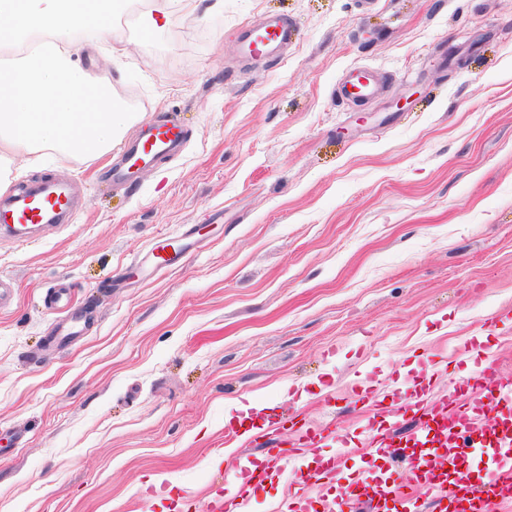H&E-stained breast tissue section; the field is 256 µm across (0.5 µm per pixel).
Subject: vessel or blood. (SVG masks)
Listing matches in <instances>:
<instances>
[{
  "instance_id": "1",
  "label": "vessel or blood",
  "mask_w": 512,
  "mask_h": 512,
  "mask_svg": "<svg viewBox=\"0 0 512 512\" xmlns=\"http://www.w3.org/2000/svg\"><path fill=\"white\" fill-rule=\"evenodd\" d=\"M296 37L294 25L282 21L266 25L245 27L240 35L239 49L247 55L269 52L288 44ZM377 92L374 76L365 71L350 72L339 87L347 99H368ZM183 131L174 124L149 126L144 136L128 145L121 161L110 169L112 180L119 184H135L141 173L160 158L180 150ZM75 196L74 186L54 177L40 179L23 188L0 195V228L10 232L16 240L28 242L29 227L67 223ZM191 231H184L182 238L153 245L142 253L137 262L150 271H171L184 267L189 253ZM495 361L486 362L477 371L475 383H468L445 394L440 400L429 401L421 397L412 399L408 409L414 417L413 424L403 434L394 429L374 434L370 447L386 449L393 457H400L410 443L424 441L437 448L439 456L465 458L486 449H498L500 455H512V379L499 376L497 385L485 387L482 380L486 373H497ZM497 407L500 417L496 430L489 431L476 423L478 405ZM296 435L289 446L277 448L271 456L273 467L287 472L290 457L321 447L325 437L305 422L295 424ZM437 459L419 457L416 469L419 481L428 484L433 512H488L489 504L503 505L512 502V468L498 467L491 471L489 481L474 485L467 476L448 480L438 474ZM255 465L239 467L226 474L224 481L232 487V499L238 512H246L249 502L247 489L255 485ZM371 512H382L389 500L410 503L411 495L403 484L378 487Z\"/></svg>"
}]
</instances>
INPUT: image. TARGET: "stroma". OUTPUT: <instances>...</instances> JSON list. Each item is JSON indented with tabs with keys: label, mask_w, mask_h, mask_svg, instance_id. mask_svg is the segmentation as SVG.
Here are the masks:
<instances>
[{
	"label": "stroma",
	"mask_w": 512,
	"mask_h": 512,
	"mask_svg": "<svg viewBox=\"0 0 512 512\" xmlns=\"http://www.w3.org/2000/svg\"><path fill=\"white\" fill-rule=\"evenodd\" d=\"M274 16L296 41L241 58L240 29ZM79 59L136 113L109 152L20 149L0 175V193L57 174L86 186L70 223L0 235V512H210L215 462L265 456L227 421L249 398L261 421L336 434L249 512L344 450L329 496L361 463L426 498L369 450L386 424L351 393L400 410L485 353L512 376V0H132ZM356 68L381 80L364 103L338 93ZM168 114L187 136L177 158L126 190L96 180ZM191 227L183 268L132 272ZM59 285L86 322L54 346Z\"/></svg>",
	"instance_id": "stroma-1"
}]
</instances>
